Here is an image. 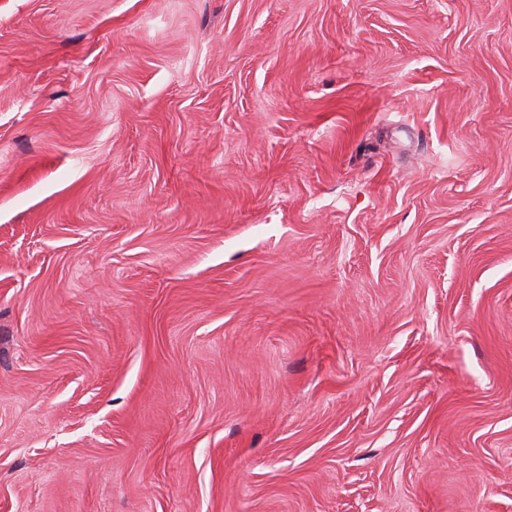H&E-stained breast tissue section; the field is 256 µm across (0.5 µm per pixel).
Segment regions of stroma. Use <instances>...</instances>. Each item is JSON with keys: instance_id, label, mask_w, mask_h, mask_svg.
Masks as SVG:
<instances>
[{"instance_id": "stroma-1", "label": "stroma", "mask_w": 512, "mask_h": 512, "mask_svg": "<svg viewBox=\"0 0 512 512\" xmlns=\"http://www.w3.org/2000/svg\"><path fill=\"white\" fill-rule=\"evenodd\" d=\"M0 512H512V0H0Z\"/></svg>"}]
</instances>
